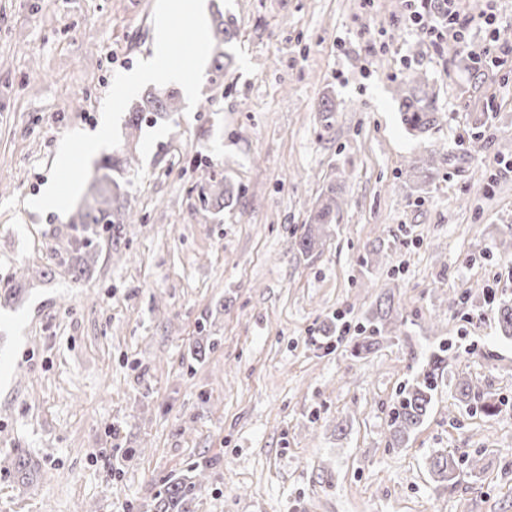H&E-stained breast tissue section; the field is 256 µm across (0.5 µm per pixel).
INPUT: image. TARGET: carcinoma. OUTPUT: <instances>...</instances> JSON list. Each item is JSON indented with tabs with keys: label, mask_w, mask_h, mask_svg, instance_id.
<instances>
[{
	"label": "carcinoma",
	"mask_w": 512,
	"mask_h": 512,
	"mask_svg": "<svg viewBox=\"0 0 512 512\" xmlns=\"http://www.w3.org/2000/svg\"><path fill=\"white\" fill-rule=\"evenodd\" d=\"M214 42L213 75L210 82L218 83L231 63V56L224 51V45L232 42L237 36L233 23L224 21V15L218 14L211 31ZM399 95V116L405 130L411 135L425 134L438 124V108L433 92L429 89L424 77L419 73L410 74L397 89ZM180 98L178 92L171 89L152 88L145 92L141 101L132 108L129 127L141 130L142 122L151 114L156 119H163L179 111ZM134 157L124 159L109 156L102 161L101 168L106 173L95 176L90 184L88 195L93 204L72 218L75 234L70 239L73 258L81 261L74 267L73 276L81 279L87 272L84 263L92 259V248L98 240L107 239V245L117 240L121 234V225L130 224L133 215L128 212L124 193L119 183L112 179V172H129ZM434 157L419 156L410 164L409 174L424 181L433 174ZM240 188L228 179H222L208 185L201 193V201L213 208L222 209L233 204L239 197ZM341 209L340 188L330 182L324 186L312 203L303 231L295 241L296 250L302 254L313 253L324 246L327 229L336 223V215ZM25 272L18 270L7 278L0 279V304H9L22 291L21 277ZM365 324L360 330L366 333L362 340L353 344L352 352L356 355L370 353L383 335L399 329L397 309L394 307V294H381L374 308L364 318ZM498 325L501 335L512 339V305L503 302L498 310ZM444 359L437 356L433 360V368L423 380L404 389L392 412L390 438L388 447L399 448L409 439L427 417L434 399ZM459 401H482L481 409L488 415L496 414L495 403L484 396L479 386L471 380L457 383ZM429 469L439 482H450L455 478L458 460L447 452H437L429 458ZM200 489V482L184 477H174L159 491L155 512H191L190 506Z\"/></svg>",
	"instance_id": "carcinoma-1"
}]
</instances>
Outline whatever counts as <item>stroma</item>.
<instances>
[{
	"instance_id": "stroma-1",
	"label": "stroma",
	"mask_w": 512,
	"mask_h": 512,
	"mask_svg": "<svg viewBox=\"0 0 512 512\" xmlns=\"http://www.w3.org/2000/svg\"><path fill=\"white\" fill-rule=\"evenodd\" d=\"M154 4L0 0V276L28 271L0 307V512H153L201 464L193 512H512V341L495 316L512 299V72L475 79L403 22V0H208L238 32L202 85L216 105L121 126L135 221L78 281L68 215L26 201L62 136L95 131L115 73L150 56ZM412 72L440 116L417 138L395 94ZM422 155L426 184L406 175ZM223 177L241 196L217 214L199 189ZM332 181L342 210L302 256ZM386 291L400 330L352 356ZM441 347L429 415L388 447L400 391ZM463 379L500 411L460 403ZM442 450L462 461L446 486L427 469ZM340 188L330 182L324 186L312 203L303 231L295 241L296 250L302 254L313 253L324 246V238L330 224L336 223L341 209Z\"/></svg>"
}]
</instances>
